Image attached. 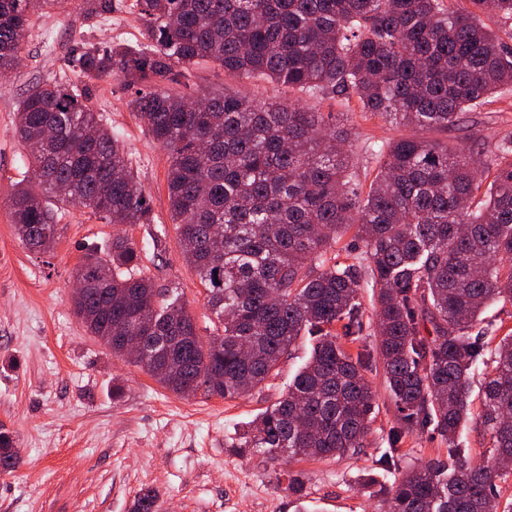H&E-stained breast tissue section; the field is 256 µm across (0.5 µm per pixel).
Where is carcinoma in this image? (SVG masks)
Masks as SVG:
<instances>
[{"label": "carcinoma", "instance_id": "cac0c4a2", "mask_svg": "<svg viewBox=\"0 0 512 512\" xmlns=\"http://www.w3.org/2000/svg\"><path fill=\"white\" fill-rule=\"evenodd\" d=\"M62 0H0V72L20 58L32 16ZM136 0L144 42L135 48L79 41L68 63L87 82L113 76L170 154L171 219L185 259L206 290L220 332L202 336L180 295L142 275L125 236L91 250L77 274L74 314L112 345L135 336L136 365L163 388L203 387L233 400L274 375L303 336L309 360L287 392L230 448L290 461L357 454L367 447L377 395L364 355L339 342L361 335L359 268L368 264L379 355L402 438L432 428L448 459L394 473L380 489L389 512H500L496 478L512 469V335L490 351L479 426L490 448L471 456L457 435L469 417V377L484 362L472 329L486 309L512 304V139L477 176L467 154L435 139L401 136L367 148L376 174L363 191L350 173L353 128L299 99L263 101L207 92L191 101L193 69L212 63L249 82L269 80L305 96H354L362 111L429 131L512 86V47L484 17L512 20V0ZM14 134L33 177L10 199L19 238L54 248L58 204L83 206L110 224L154 223L124 144L85 89L53 81L21 99ZM363 242L353 263L326 265L348 231ZM341 332H336V329ZM218 372L212 385L207 375ZM0 430V473L21 457ZM146 490L130 512H156Z\"/></svg>", "mask_w": 512, "mask_h": 512}]
</instances>
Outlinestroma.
Returning <instances> with one entry per match:
<instances>
[{
	"label": "stroma",
	"mask_w": 512,
	"mask_h": 512,
	"mask_svg": "<svg viewBox=\"0 0 512 512\" xmlns=\"http://www.w3.org/2000/svg\"><path fill=\"white\" fill-rule=\"evenodd\" d=\"M92 0H64L34 20L20 64L0 78V427L19 448L22 462L0 474V512H130L135 495L156 490L160 512H387L376 489L390 479L378 464L399 413L387 390L376 355L379 337L372 321L350 351L372 358L363 375L377 394L369 446L356 455L290 462L226 447L228 437L275 403L309 358L312 341L302 337L262 390L227 401L205 390L181 397L160 386L136 365L113 357L89 336L72 312L76 269L86 250L107 249L124 235L141 251L144 273L177 288L201 335L214 324L205 290L183 256L170 217L167 173L170 158L128 107L133 93L105 77L90 83V103L120 130L132 167L150 200L151 224L105 223L91 210L65 206L55 249L31 251L15 230L9 198L30 174L26 152L14 135L16 110L29 87L51 80L78 83L67 71L80 40L137 45L143 25L123 0L111 18L91 17ZM194 87L239 93L266 101L287 98V88L248 82L211 65L196 67ZM306 107L332 112L357 134L353 168L362 184L374 176L365 148L406 135L392 122L360 111L356 101L309 97ZM512 134V88L473 107L460 124L438 132L437 140L463 149L475 165L493 156L499 140ZM122 387L113 396V387ZM432 430L405 435L396 459L412 469L445 454ZM304 489L293 494L289 475Z\"/></svg>",
	"instance_id": "35a3bbf8"
}]
</instances>
